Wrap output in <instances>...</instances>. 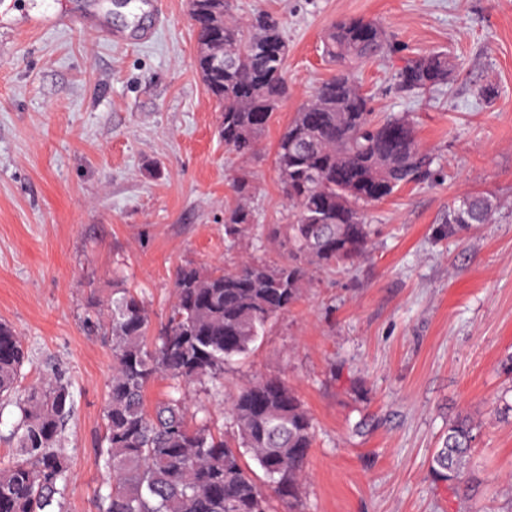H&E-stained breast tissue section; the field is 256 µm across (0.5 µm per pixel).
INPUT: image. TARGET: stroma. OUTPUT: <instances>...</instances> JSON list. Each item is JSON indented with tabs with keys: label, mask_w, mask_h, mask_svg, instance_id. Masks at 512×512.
<instances>
[{
	"label": "stroma",
	"mask_w": 512,
	"mask_h": 512,
	"mask_svg": "<svg viewBox=\"0 0 512 512\" xmlns=\"http://www.w3.org/2000/svg\"><path fill=\"white\" fill-rule=\"evenodd\" d=\"M13 0L0 15V319L22 335L25 384L60 373L74 407L61 446L64 512H98L95 463L112 376L111 342L89 325L116 288L142 296L154 324L179 266L228 267L251 249L224 243L240 163L196 73L187 0ZM284 23L292 91L247 163L257 221L278 224L274 167L282 128L332 69L333 21L380 23L389 47L360 67L374 112L406 113L436 158L431 180L371 207L377 234L354 264L314 273L249 357L187 387V417L215 421L224 395L278 377L316 424L297 512H512V0H233ZM66 11L67 28L25 30ZM447 53V85L397 93L408 57ZM494 89L493 99L480 97ZM491 196L492 223L448 221L463 193ZM478 429L463 485L430 463L457 417Z\"/></svg>",
	"instance_id": "35a3bbf8"
}]
</instances>
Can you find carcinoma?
I'll use <instances>...</instances> for the list:
<instances>
[{"label": "carcinoma", "instance_id": "1", "mask_svg": "<svg viewBox=\"0 0 512 512\" xmlns=\"http://www.w3.org/2000/svg\"><path fill=\"white\" fill-rule=\"evenodd\" d=\"M195 39L224 47V70L204 54L195 69L220 112L224 146L244 158L255 153L275 112L288 97V39L273 15H235L230 0H189ZM388 47L384 28L353 16L328 25L322 59L334 73L280 133L274 156L285 199V223L257 224L249 204L250 173L234 176L239 203L224 210V240L233 248L254 229L253 252L230 269L176 268L167 321L151 333L144 301L124 288L112 293L103 321L112 342V379L104 408L105 447L95 465L109 477L99 512H269L258 480L293 509L306 480L315 424L281 378L244 386L227 398L229 435L204 420L188 424L183 387L222 386L228 366L245 359L267 326L298 301L314 269H334L367 254L376 230L369 207L424 180L433 160L408 115L379 119L356 78L359 65ZM448 57L409 58L398 87L425 92L448 82ZM493 202L464 193L448 208L450 224H488ZM28 352L22 336L0 322V403L20 413L16 453L0 460V512H63L68 457L60 443L73 410L69 385L54 376L22 386ZM168 380L172 391L152 408L145 390ZM476 425L449 427L431 470L461 485Z\"/></svg>", "mask_w": 512, "mask_h": 512}]
</instances>
